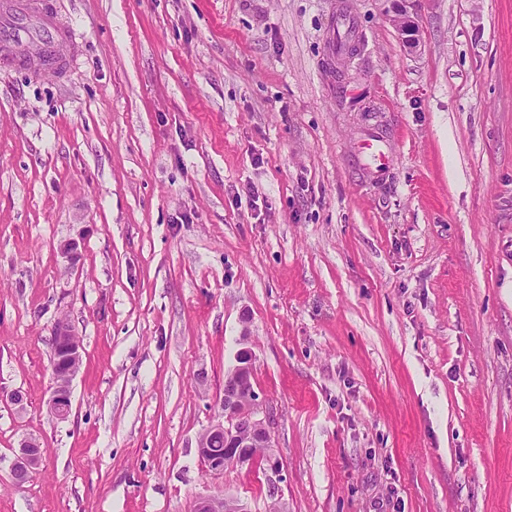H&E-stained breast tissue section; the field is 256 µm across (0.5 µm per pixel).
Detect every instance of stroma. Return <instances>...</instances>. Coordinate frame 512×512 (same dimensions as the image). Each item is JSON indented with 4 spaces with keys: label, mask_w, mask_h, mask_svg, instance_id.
<instances>
[{
    "label": "stroma",
    "mask_w": 512,
    "mask_h": 512,
    "mask_svg": "<svg viewBox=\"0 0 512 512\" xmlns=\"http://www.w3.org/2000/svg\"><path fill=\"white\" fill-rule=\"evenodd\" d=\"M53 2L68 72L0 67V512H269L197 456L244 335L287 512H512V0H415L414 49L390 0ZM354 155L365 170L384 175L393 161L389 141L379 133H368L354 147ZM55 337L68 348L67 362L58 366L53 363L54 387L48 401V409L53 418L67 420L72 412L71 382L76 376L81 363V346L79 340L67 322L60 321L56 326ZM44 448L35 440H25L20 444L12 476L17 482L27 479L31 470L38 465L44 455Z\"/></svg>",
    "instance_id": "35a3bbf8"
}]
</instances>
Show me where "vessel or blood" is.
Here are the masks:
<instances>
[{
  "label": "vessel or blood",
  "instance_id": "b4317fda",
  "mask_svg": "<svg viewBox=\"0 0 512 512\" xmlns=\"http://www.w3.org/2000/svg\"><path fill=\"white\" fill-rule=\"evenodd\" d=\"M71 40V29L58 20L50 0H0L1 63L25 68L37 57L59 74L68 65L63 48ZM354 155L365 170L380 175L388 172L393 161L389 141L377 133L364 135Z\"/></svg>",
  "mask_w": 512,
  "mask_h": 512
}]
</instances>
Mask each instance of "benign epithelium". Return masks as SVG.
Segmentation results:
<instances>
[{
    "instance_id": "benign-epithelium-1",
    "label": "benign epithelium",
    "mask_w": 512,
    "mask_h": 512,
    "mask_svg": "<svg viewBox=\"0 0 512 512\" xmlns=\"http://www.w3.org/2000/svg\"><path fill=\"white\" fill-rule=\"evenodd\" d=\"M394 9L401 18L400 34L403 40L414 45L417 41L419 27L417 20L407 15L405 2L407 0H392ZM55 337L67 345V362L63 365H53L54 387L48 401V409L53 418L65 421L72 412L71 382L76 376L81 363V346L79 340L70 329L68 323L61 321L56 326ZM254 354L248 347H243L236 354V365L225 376L224 384H234L240 375L252 370ZM223 420L211 425L203 434L197 448L198 458L206 469L213 474L224 473V467L218 466L204 453V444L207 438L224 436L225 446L233 447L239 436V429L249 427L253 439L265 448L262 460L265 462V472L269 491L278 495V482L281 480L282 463L273 448L271 431V416L263 405L258 402L254 390H249L244 400L236 396L224 394L221 402ZM45 449L35 440H25L20 444L17 459L12 470L13 478L18 482L27 479L31 470L38 465L44 455Z\"/></svg>"
}]
</instances>
